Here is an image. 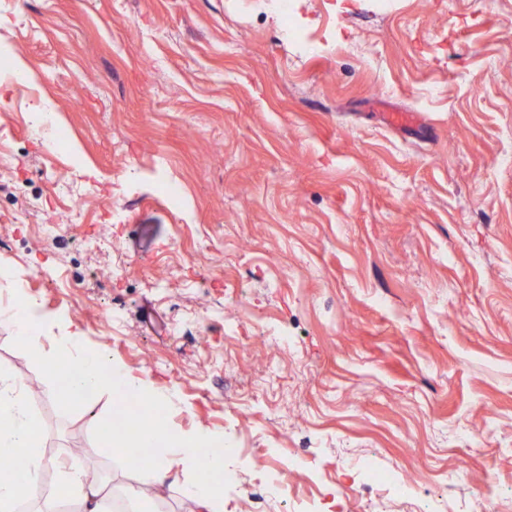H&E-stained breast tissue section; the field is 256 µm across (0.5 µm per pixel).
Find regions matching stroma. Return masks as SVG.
Here are the masks:
<instances>
[{"instance_id": "35a3bbf8", "label": "stroma", "mask_w": 512, "mask_h": 512, "mask_svg": "<svg viewBox=\"0 0 512 512\" xmlns=\"http://www.w3.org/2000/svg\"><path fill=\"white\" fill-rule=\"evenodd\" d=\"M1 54L69 138L0 75V302L237 437L224 512H512V0H0ZM0 371L39 381L46 456L137 484L113 393L49 395L7 323Z\"/></svg>"}]
</instances>
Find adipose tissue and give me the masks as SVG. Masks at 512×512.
Listing matches in <instances>:
<instances>
[{"label":"adipose tissue","instance_id":"adipose-tissue-1","mask_svg":"<svg viewBox=\"0 0 512 512\" xmlns=\"http://www.w3.org/2000/svg\"><path fill=\"white\" fill-rule=\"evenodd\" d=\"M0 320L20 333L22 346L40 359L42 372L52 382V394L79 403L85 390L123 386L136 393L147 416L136 441H148L159 448L160 455L140 469L139 486L126 487L124 495L136 501L140 485L156 488L179 487L182 495L195 506V512H224V486L221 482L204 483L190 478L179 479L180 469L222 472L224 460L211 456L209 447L216 442L214 433L200 428L190 434L174 431L172 409L166 393L155 388L149 376L129 375L103 353L89 352L82 337H46L47 318L33 300L22 299L0 308ZM67 363L71 373L59 378V363ZM22 456L26 462L25 478L18 482H0V512H15L18 503L46 499L48 512H102L108 495L105 484L89 478L79 460H71L62 482L54 490H46L44 476L55 468L54 459L46 457L38 446V427L28 410L20 385L0 372V457Z\"/></svg>","mask_w":512,"mask_h":512}]
</instances>
